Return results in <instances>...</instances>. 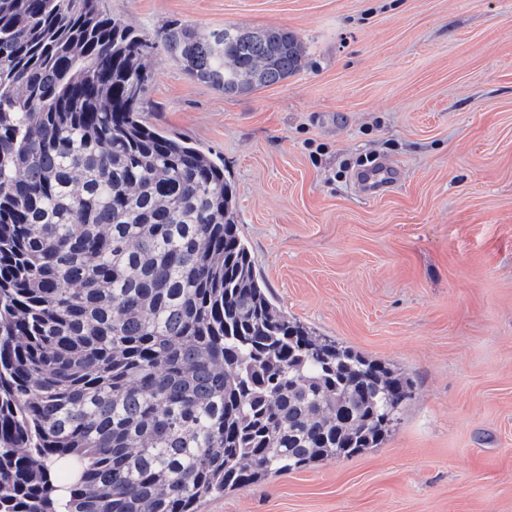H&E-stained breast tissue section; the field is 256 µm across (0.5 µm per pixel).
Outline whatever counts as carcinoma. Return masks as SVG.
I'll return each mask as SVG.
<instances>
[{
    "label": "carcinoma",
    "instance_id": "carcinoma-1",
    "mask_svg": "<svg viewBox=\"0 0 512 512\" xmlns=\"http://www.w3.org/2000/svg\"><path fill=\"white\" fill-rule=\"evenodd\" d=\"M102 2L0 0V512H197L379 447L408 379L279 310L224 165L142 115L157 46L240 95L301 40Z\"/></svg>",
    "mask_w": 512,
    "mask_h": 512
}]
</instances>
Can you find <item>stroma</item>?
<instances>
[{
    "mask_svg": "<svg viewBox=\"0 0 512 512\" xmlns=\"http://www.w3.org/2000/svg\"><path fill=\"white\" fill-rule=\"evenodd\" d=\"M150 34L285 27L300 71L227 96L162 49L143 116L222 161L289 318L411 383L376 448L198 512H512V0H104ZM396 170L378 197L353 176Z\"/></svg>",
    "mask_w": 512,
    "mask_h": 512,
    "instance_id": "stroma-1",
    "label": "stroma"
}]
</instances>
